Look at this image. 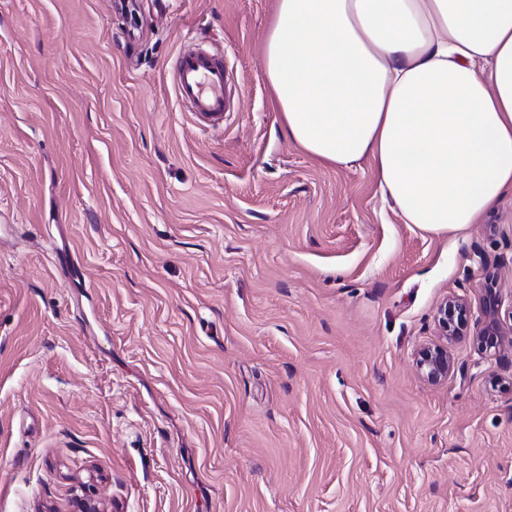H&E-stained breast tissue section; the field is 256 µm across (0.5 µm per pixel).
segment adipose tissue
Wrapping results in <instances>:
<instances>
[{"mask_svg": "<svg viewBox=\"0 0 512 512\" xmlns=\"http://www.w3.org/2000/svg\"><path fill=\"white\" fill-rule=\"evenodd\" d=\"M264 65L289 138L370 159L403 223L457 232L512 193V0H276Z\"/></svg>", "mask_w": 512, "mask_h": 512, "instance_id": "ef3b65f1", "label": "adipose tissue"}]
</instances>
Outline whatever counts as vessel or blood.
Returning <instances> with one entry per match:
<instances>
[{
  "mask_svg": "<svg viewBox=\"0 0 512 512\" xmlns=\"http://www.w3.org/2000/svg\"><path fill=\"white\" fill-rule=\"evenodd\" d=\"M174 83L179 100L208 119L224 115L227 78L224 63L214 55L187 52L176 58Z\"/></svg>",
  "mask_w": 512,
  "mask_h": 512,
  "instance_id": "1",
  "label": "vessel or blood"
}]
</instances>
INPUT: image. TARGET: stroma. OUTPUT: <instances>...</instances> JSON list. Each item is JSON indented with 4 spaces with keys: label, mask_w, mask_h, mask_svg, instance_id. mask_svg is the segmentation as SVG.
I'll return each mask as SVG.
<instances>
[{
    "label": "stroma",
    "mask_w": 512,
    "mask_h": 512,
    "mask_svg": "<svg viewBox=\"0 0 512 512\" xmlns=\"http://www.w3.org/2000/svg\"><path fill=\"white\" fill-rule=\"evenodd\" d=\"M138 4L0 0V512H512V344L474 339L487 274L512 314V194L403 223L370 161L286 137L275 0ZM196 48L219 124L175 95ZM174 83L179 100L208 119L224 116L227 78L224 61L203 52L181 53L176 58ZM467 309L464 303L457 299H446L437 310L436 320L443 336H457L459 324L466 319ZM416 366L425 380L437 383L448 377V372L453 368V361L448 355L447 347L427 345L418 350Z\"/></svg>",
    "instance_id": "stroma-1"
}]
</instances>
